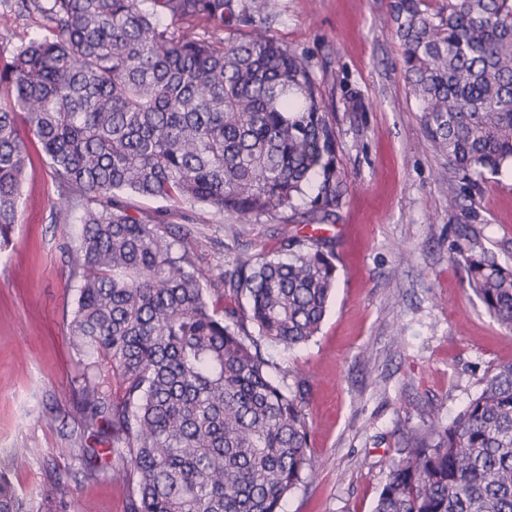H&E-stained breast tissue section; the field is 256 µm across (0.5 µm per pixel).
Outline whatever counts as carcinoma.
<instances>
[{"instance_id": "cac0c4a2", "label": "carcinoma", "mask_w": 512, "mask_h": 512, "mask_svg": "<svg viewBox=\"0 0 512 512\" xmlns=\"http://www.w3.org/2000/svg\"><path fill=\"white\" fill-rule=\"evenodd\" d=\"M15 2L43 34L0 54V241L19 223L34 140L55 220L79 224L65 245L79 438L115 457L125 512H282L316 464L307 380L276 379L266 349L319 333L333 243L287 237L219 269L212 290L184 245L192 220L172 232L163 211L131 214L127 195L269 218L304 199L308 223L330 220L343 190L336 120L312 71L264 30L265 0ZM390 10L426 145L473 188L512 167V0ZM456 260L511 331L512 267L474 245ZM96 456L74 449L87 480L106 475ZM27 461L14 448L0 468V512H68L59 478L33 504L18 497L9 473ZM374 512H512V363L448 424L406 431Z\"/></svg>"}]
</instances>
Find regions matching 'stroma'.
<instances>
[{
  "label": "stroma",
  "mask_w": 512,
  "mask_h": 512,
  "mask_svg": "<svg viewBox=\"0 0 512 512\" xmlns=\"http://www.w3.org/2000/svg\"><path fill=\"white\" fill-rule=\"evenodd\" d=\"M390 0H266L268 34L309 64L336 119L345 177L333 218H250L193 211L197 268L277 250L283 237L335 241L336 290L320 333L272 357L288 380L308 377L306 413L316 469L283 512H373L408 428L450 422L491 369L512 362V332L468 287L456 260L464 241L512 266V169L478 190L422 138L418 104L400 72ZM20 222L0 247V452L29 449L12 481L32 499L63 478L70 512H125L130 486L83 480L68 335L75 290L52 219L56 188L38 145Z\"/></svg>",
  "instance_id": "1"
}]
</instances>
